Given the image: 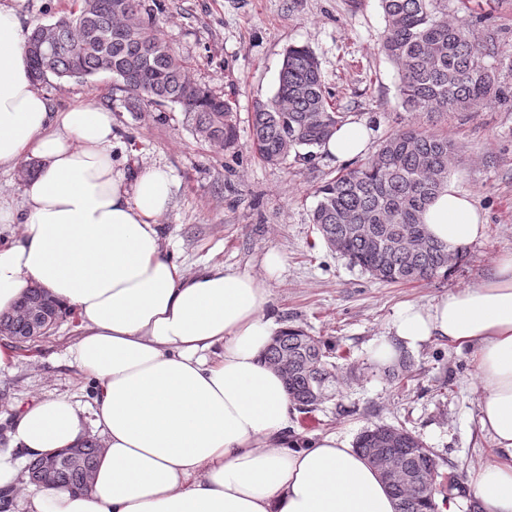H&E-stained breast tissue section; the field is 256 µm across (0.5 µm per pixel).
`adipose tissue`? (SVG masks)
Wrapping results in <instances>:
<instances>
[{
	"instance_id": "obj_1",
	"label": "adipose tissue",
	"mask_w": 512,
	"mask_h": 512,
	"mask_svg": "<svg viewBox=\"0 0 512 512\" xmlns=\"http://www.w3.org/2000/svg\"><path fill=\"white\" fill-rule=\"evenodd\" d=\"M372 136L350 121L322 149L356 157ZM111 148V112L92 102L58 110L36 89L20 19L0 6V168L38 163L20 205L0 198V224L20 227L0 245V314L37 284L78 317L71 358L98 383L103 444L85 490L21 483L15 453L61 452L84 435L71 399L31 402L0 448V498L24 495L28 512H395L347 440L294 437V403L264 360L280 329L267 288L218 266L184 274L158 224L167 173L147 168L125 185ZM423 222L459 251L485 232L452 182ZM392 331L374 351L379 364L432 337L474 350L478 425L497 456L469 473L468 488L482 512H512V255L476 286L404 306Z\"/></svg>"
}]
</instances>
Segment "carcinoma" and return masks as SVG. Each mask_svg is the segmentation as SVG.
<instances>
[{"label": "carcinoma", "instance_id": "1", "mask_svg": "<svg viewBox=\"0 0 512 512\" xmlns=\"http://www.w3.org/2000/svg\"><path fill=\"white\" fill-rule=\"evenodd\" d=\"M77 7L25 34L31 74L37 83L71 78L88 80L110 73L129 94L135 111L144 101L181 108L196 137L215 149L231 147L236 124L228 101L189 77L188 66L148 27L143 0H76ZM386 26L382 50L398 73L397 91L408 112H464L501 98L492 68L486 63L494 33L476 42L469 24L448 19V0H381ZM40 40L61 45V53H34ZM345 122L326 90L319 63L304 46L285 53L272 97L257 100L249 115L252 146L258 158L272 165L288 159L309 162L313 148L325 143ZM307 152L301 153L299 149ZM457 148L448 137L416 130L397 131L363 162L344 169L315 190L318 202L310 221L329 249L345 242L342 256L373 278L390 284H412L448 276L463 261L435 241L422 222L431 199L448 184ZM29 335V321L18 308L0 315V336ZM283 350L267 349L266 362L288 372L287 389L305 413L327 396L333 364L322 340L289 327L277 335ZM386 425L357 436L360 453L374 447ZM402 447L420 448L418 488L410 506L397 512H436L435 493L448 483L434 452L403 427L396 428ZM102 452L86 438L75 458H59L54 485L81 490L95 471Z\"/></svg>", "mask_w": 512, "mask_h": 512}]
</instances>
